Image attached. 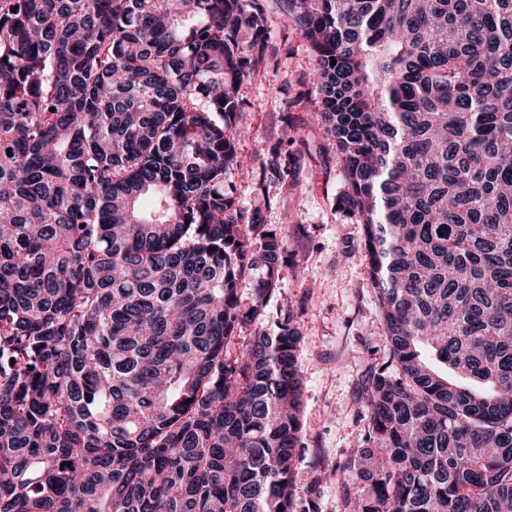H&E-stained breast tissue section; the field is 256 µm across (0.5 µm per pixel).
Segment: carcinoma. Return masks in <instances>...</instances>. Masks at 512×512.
<instances>
[{
	"label": "carcinoma",
	"mask_w": 512,
	"mask_h": 512,
	"mask_svg": "<svg viewBox=\"0 0 512 512\" xmlns=\"http://www.w3.org/2000/svg\"><path fill=\"white\" fill-rule=\"evenodd\" d=\"M279 2L389 344L343 512H512V0ZM268 43L260 0H0V512H315L294 312L224 355L287 252L224 191Z\"/></svg>",
	"instance_id": "cac0c4a2"
}]
</instances>
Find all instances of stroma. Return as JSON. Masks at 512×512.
Masks as SVG:
<instances>
[{
	"label": "stroma",
	"mask_w": 512,
	"mask_h": 512,
	"mask_svg": "<svg viewBox=\"0 0 512 512\" xmlns=\"http://www.w3.org/2000/svg\"><path fill=\"white\" fill-rule=\"evenodd\" d=\"M273 59L245 81L248 132L236 140L226 182L236 206L257 214L288 243V262L265 308V322L293 310L302 337V431L296 479L318 476L317 512H341L336 471L362 448L368 425L364 378L387 354L384 325L363 256V226L342 210L336 147L313 122L316 61L278 0H261ZM294 157L286 178L264 177L271 152Z\"/></svg>",
	"instance_id": "35a3bbf8"
}]
</instances>
